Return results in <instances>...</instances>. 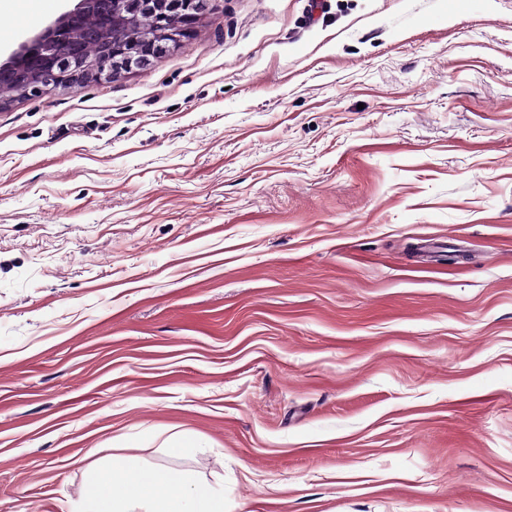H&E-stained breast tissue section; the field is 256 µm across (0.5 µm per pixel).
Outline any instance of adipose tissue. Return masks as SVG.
Segmentation results:
<instances>
[{
  "label": "adipose tissue",
  "instance_id": "adipose-tissue-1",
  "mask_svg": "<svg viewBox=\"0 0 512 512\" xmlns=\"http://www.w3.org/2000/svg\"><path fill=\"white\" fill-rule=\"evenodd\" d=\"M81 512H224V496L208 482L165 468L142 470L138 457L112 455L90 482Z\"/></svg>",
  "mask_w": 512,
  "mask_h": 512
}]
</instances>
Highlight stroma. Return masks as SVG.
Returning <instances> with one entry per match:
<instances>
[{
	"label": "stroma",
	"instance_id": "stroma-1",
	"mask_svg": "<svg viewBox=\"0 0 512 512\" xmlns=\"http://www.w3.org/2000/svg\"><path fill=\"white\" fill-rule=\"evenodd\" d=\"M310 2L0 107V512L116 444L224 512H512V0Z\"/></svg>",
	"mask_w": 512,
	"mask_h": 512
}]
</instances>
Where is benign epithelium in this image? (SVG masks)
I'll use <instances>...</instances> for the list:
<instances>
[{"label":"benign epithelium","instance_id":"1","mask_svg":"<svg viewBox=\"0 0 512 512\" xmlns=\"http://www.w3.org/2000/svg\"><path fill=\"white\" fill-rule=\"evenodd\" d=\"M202 7L203 0H78L0 62V85L23 82L28 94L42 96L65 81L145 68L189 36ZM142 13L152 17L148 30L118 40L103 37Z\"/></svg>","mask_w":512,"mask_h":512}]
</instances>
